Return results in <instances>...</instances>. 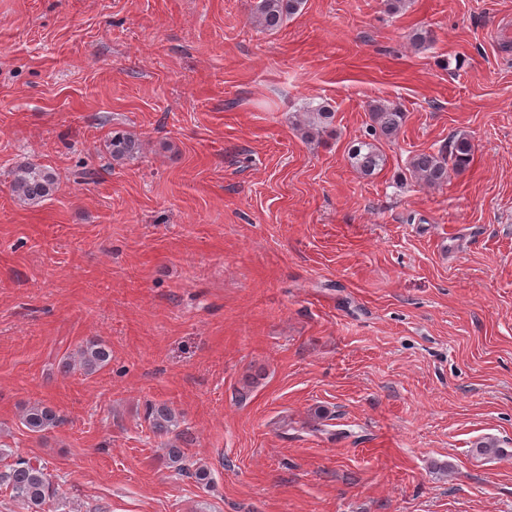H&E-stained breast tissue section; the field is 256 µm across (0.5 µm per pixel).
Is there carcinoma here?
Listing matches in <instances>:
<instances>
[{
    "label": "carcinoma",
    "instance_id": "cac0c4a2",
    "mask_svg": "<svg viewBox=\"0 0 512 512\" xmlns=\"http://www.w3.org/2000/svg\"><path fill=\"white\" fill-rule=\"evenodd\" d=\"M304 0H256L254 18L257 25L266 31L281 28L300 11ZM334 113L325 106L307 112L305 135L312 137L330 127ZM371 128L368 136L372 140H361L349 149L352 167L362 175L369 176L384 165V154L379 147L381 139H391L401 129L404 112L399 108L378 107L371 112ZM113 160L122 161L137 155L141 143L134 137L115 131L110 140ZM472 146L464 137L451 142L448 153H420L412 160V169L417 179L431 186H442L448 181V166L459 170L471 159ZM11 187L14 194L29 204H39L55 191L56 174L43 166L29 164L11 172ZM111 360V351L102 343L88 342L78 351V364L86 373H93ZM147 418L154 432L170 436L166 443L165 457L180 472H189L187 455L183 443L184 431L180 430L179 415L167 404H151L147 407ZM61 422L57 412L46 405L29 407L22 417V424L33 433H42L57 427ZM10 496L23 502L28 512H46V506L56 497L54 487L44 465L24 456H17L8 470L0 471V488Z\"/></svg>",
    "mask_w": 512,
    "mask_h": 512
}]
</instances>
